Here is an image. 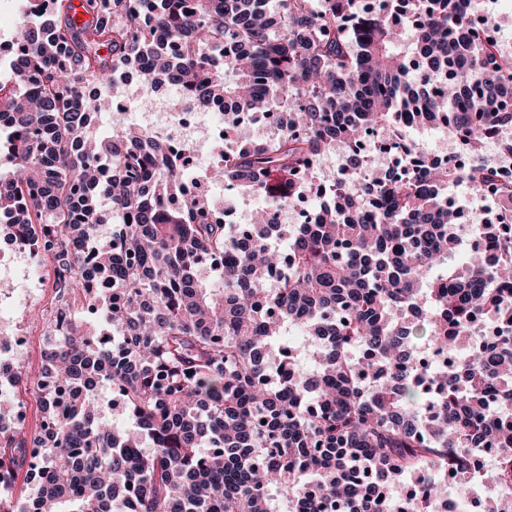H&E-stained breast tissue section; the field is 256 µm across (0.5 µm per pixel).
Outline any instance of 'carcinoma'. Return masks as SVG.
Listing matches in <instances>:
<instances>
[{
  "label": "carcinoma",
  "instance_id": "1",
  "mask_svg": "<svg viewBox=\"0 0 512 512\" xmlns=\"http://www.w3.org/2000/svg\"><path fill=\"white\" fill-rule=\"evenodd\" d=\"M400 8L413 52L396 51ZM150 0L147 23L125 0H65L22 31V57L0 72V120L11 125L0 212L26 224L53 254L57 275L90 295L78 245L93 249L112 306L114 337L76 326L48 336L41 397L52 428L43 485L23 500L0 494V512H382L389 490L415 484L399 512H432L441 478L464 476L470 448L499 449L481 485L480 512H512V340L495 336L462 360L431 365L411 339L453 355L468 324L512 318V258L496 234L448 265L456 217L448 184L512 201V183L481 162L462 170L411 161L404 173L366 170L368 131L443 120L472 154L512 128V52L480 39L467 0ZM181 45L177 58L166 47ZM138 68L143 87L231 101L277 129L208 168L238 192L282 208L316 187L326 206L310 224H280L261 209L237 229L210 204L181 196L173 146L140 128L90 133L98 99L83 89ZM448 79L447 95L429 87ZM343 148L335 179L325 156ZM122 230L119 249L99 226ZM287 241L289 269L269 234ZM224 256L211 279L200 254ZM303 331L300 349L279 345ZM120 393L129 427L112 425L101 385ZM18 431L0 435V476L26 460Z\"/></svg>",
  "mask_w": 512,
  "mask_h": 512
}]
</instances>
